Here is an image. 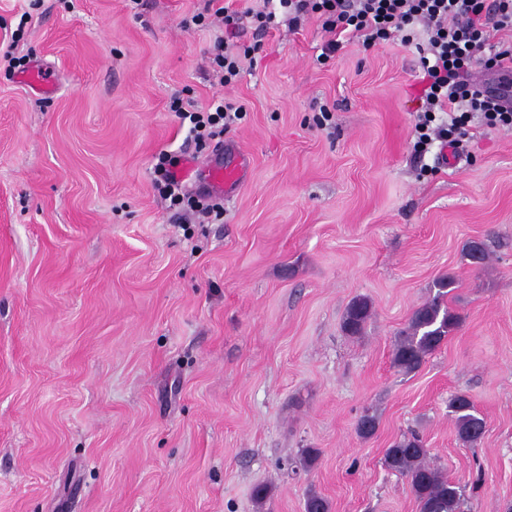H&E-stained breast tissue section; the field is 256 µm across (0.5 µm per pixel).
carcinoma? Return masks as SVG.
<instances>
[{
    "label": "carcinoma",
    "instance_id": "1",
    "mask_svg": "<svg viewBox=\"0 0 512 512\" xmlns=\"http://www.w3.org/2000/svg\"><path fill=\"white\" fill-rule=\"evenodd\" d=\"M464 255L471 264L483 266L489 258L487 244L470 240L464 246ZM453 284L450 278L435 283L437 294L417 306L408 326L395 339L393 363L406 373L417 371L428 355L434 352L456 329L458 317L443 304ZM371 317V302L366 297L353 298L345 312L342 329L348 336H360ZM459 439L476 444L485 433V419L477 413L472 401L464 394L454 396L448 405ZM385 465L405 476L411 485L419 512H463L464 486L448 479L430 459L429 449L415 432L403 434L387 448Z\"/></svg>",
    "mask_w": 512,
    "mask_h": 512
}]
</instances>
